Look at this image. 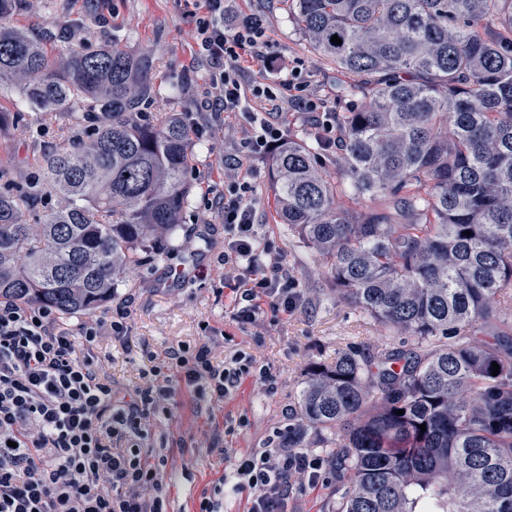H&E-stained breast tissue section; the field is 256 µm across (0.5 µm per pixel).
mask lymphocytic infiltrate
I'll use <instances>...</instances> for the list:
<instances>
[{"label":"lymphocytic infiltrate","mask_w":512,"mask_h":512,"mask_svg":"<svg viewBox=\"0 0 512 512\" xmlns=\"http://www.w3.org/2000/svg\"><path fill=\"white\" fill-rule=\"evenodd\" d=\"M205 7L197 30L217 91L214 113L242 111L251 97L273 103L284 90L320 128L324 149L335 148L336 114L311 96L301 66L257 51L262 18L227 14L224 0H205ZM250 57L284 74L280 89L243 86ZM284 141L283 127L267 119L224 159V194L216 199L224 216L221 263L234 284L232 319L241 326L266 311L293 314L302 304L278 244L258 235L253 189L242 174L244 164L264 160ZM105 330L119 339L126 325L119 317L92 319L76 334L51 310L0 299V512H168L169 458L145 448L143 438L168 413L174 389L148 375L132 394L119 396L107 363L94 353ZM214 354L206 342L168 353L179 379L206 404L237 390L252 368L238 357L215 364ZM323 480L322 459L290 448L282 431L269 447L234 458L224 492H250V512H288L294 489Z\"/></svg>","instance_id":"1"}]
</instances>
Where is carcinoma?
<instances>
[{"mask_svg":"<svg viewBox=\"0 0 512 512\" xmlns=\"http://www.w3.org/2000/svg\"><path fill=\"white\" fill-rule=\"evenodd\" d=\"M292 6L361 102L340 118L336 172L282 145L278 214L396 345L311 365L288 447L309 427L336 434L337 512H512V320L497 317L512 303V0ZM15 7L0 0V86L89 129L42 146L21 184L0 167V299L88 314L178 239L195 133L178 114L144 120L150 54L53 55L5 23Z\"/></svg>","mask_w":512,"mask_h":512,"instance_id":"carcinoma-1","label":"carcinoma"}]
</instances>
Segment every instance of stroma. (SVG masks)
<instances>
[{
  "instance_id": "1",
  "label": "stroma",
  "mask_w": 512,
  "mask_h": 512,
  "mask_svg": "<svg viewBox=\"0 0 512 512\" xmlns=\"http://www.w3.org/2000/svg\"><path fill=\"white\" fill-rule=\"evenodd\" d=\"M226 4L239 16L264 18L270 51L303 63L314 96L338 112L355 107V99L345 94L348 76L311 48L289 0H226ZM9 22L47 36V47L55 53L95 50L112 43L134 55L150 53L155 60L150 77L156 94L147 118L176 113L190 124L212 120L211 110L204 106L212 92L208 66L198 54L194 21L184 0H18ZM0 110L25 112L7 90L0 92ZM260 110V103L253 101L245 111L225 114L224 133L215 148L196 143L187 175L189 204L178 241L136 266L112 303L96 313L100 319L114 317L120 310L127 314L124 337L103 333L95 348L107 361L119 394L131 393L144 374L165 364L170 348L192 347L206 338L217 343L218 358L243 353L268 365L275 379L271 392L260 380L246 379L211 414L202 416L194 411L192 393L177 385L171 415L159 416L145 440L146 446L165 449L174 459L164 475L169 512H195L202 493L223 486L232 471V456L265 447L274 431L292 423L311 363H329L339 352L368 350L387 341L376 320L336 298L328 286L325 264L281 223L269 159L244 166L242 173L254 188L258 234L279 244L306 304L276 323L267 316L244 327L232 321L234 294L218 262L224 250V219L211 203L224 191L223 157L234 153L237 140L252 128V115ZM278 112L286 135L314 145L318 162L335 170V152L318 146L317 129L297 116L288 98L279 99ZM25 114L28 133L0 129V165H32L35 145L72 135L66 115ZM193 437L200 438V447L180 449V442Z\"/></svg>"
}]
</instances>
